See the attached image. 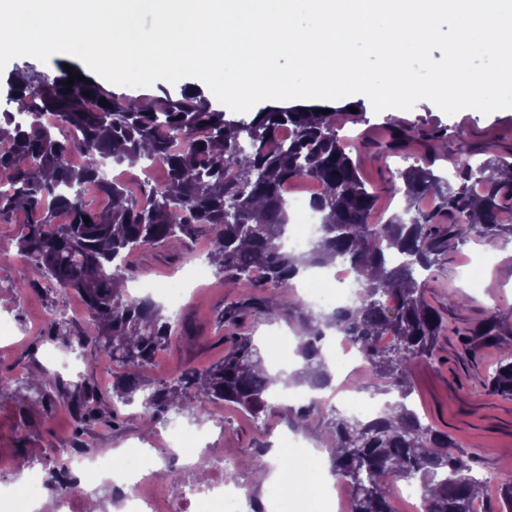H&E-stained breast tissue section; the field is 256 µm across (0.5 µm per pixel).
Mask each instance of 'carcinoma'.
Here are the masks:
<instances>
[{"mask_svg": "<svg viewBox=\"0 0 512 512\" xmlns=\"http://www.w3.org/2000/svg\"><path fill=\"white\" fill-rule=\"evenodd\" d=\"M66 65L84 79L64 84ZM6 99L28 115L19 124L11 112H0V224L25 214L15 246L34 271V279L18 290L40 285L62 296L75 294L86 309L78 325L52 319L31 351L52 343L79 351L89 363L116 368L112 388L104 392L89 381L72 385L50 372L36 386L27 378L1 376L0 394L10 396L22 426L63 407L78 437L95 426L115 425L119 403L140 404L152 429L173 411L200 423L221 402L258 417L280 377L267 371L252 333L241 327L247 319L286 318L295 322L297 355L311 374L310 388L332 382L321 348L327 332L336 329L361 351L376 392L394 395L371 420L333 407L323 413L324 443L341 449L331 454V472L353 490L348 512H395L387 486L397 482L418 492L425 512H476L486 480L473 474V458L456 452L448 434L424 423L414 409L410 370L415 360L432 357L442 332L469 335L426 302L421 272L472 233L491 240L512 237V225L498 221L503 210L512 211V164L496 141L458 159L460 183L454 187L425 162L452 149L448 133L420 137L401 119L386 118L380 151L415 155L417 163L393 175L407 200L402 213L372 224L375 192L339 136L342 123L357 120L354 113L293 106L258 112L248 122L230 121L192 91L179 98L115 97L73 60L58 63L53 76L16 74ZM285 125L292 130L288 147L265 151ZM244 137L252 150L242 148ZM75 152L81 154L78 164L70 161ZM480 154L489 159L472 165ZM109 160L131 167L143 161L162 168L165 178L138 199L124 181L106 178ZM307 178L324 186L313 202L324 214L322 234L304 253L286 251L281 240L288 213L281 189ZM424 196L435 201L434 210H416ZM60 210L69 213L68 223H56ZM199 234L208 237V261L224 284L234 288L257 274L259 290L224 306L219 322L227 333L217 337L222 360L203 370L187 364L171 382L156 383L144 369L173 332L190 349L210 336L191 317L166 316L156 302L129 296L121 284L134 251L163 247L178 256ZM327 255L350 266L359 291L346 307L316 312L297 298L292 280L300 265L319 266ZM382 336L389 343H380ZM487 388L512 400V356L497 362ZM33 460L42 461L46 485L60 491L64 464L46 454Z\"/></svg>", "mask_w": 512, "mask_h": 512, "instance_id": "cac0c4a2", "label": "carcinoma"}]
</instances>
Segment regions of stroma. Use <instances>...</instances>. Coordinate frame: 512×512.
I'll list each match as a JSON object with an SVG mask.
<instances>
[{
	"label": "stroma",
	"mask_w": 512,
	"mask_h": 512,
	"mask_svg": "<svg viewBox=\"0 0 512 512\" xmlns=\"http://www.w3.org/2000/svg\"><path fill=\"white\" fill-rule=\"evenodd\" d=\"M362 119L348 123L340 130L350 154L357 161L362 177L378 193L373 223L400 211L401 197L392 189L391 176L408 165L407 159L376 150L386 138V112L375 111L366 95H358L355 104ZM401 118L416 129L447 132L454 140V152L439 155L433 169L436 174L453 178L458 153H466L486 140H496L507 161L512 162V108L484 114L463 109L455 114L444 113L428 100L412 109L401 111ZM23 216L13 223L0 226V253L11 255L9 280L0 282V320L11 327L17 342L14 347L0 348V375H35L40 369L58 373L64 380L86 379L107 386L112 381L108 364L87 365L75 352L60 353L55 345L47 344L39 352L30 345L39 336L45 316L61 314L79 322L84 306L76 295L58 296L29 292L16 295L13 286L29 279L28 264L15 256L14 237L20 231ZM512 244L498 239L492 242L472 239L449 250L440 264L428 271L426 295L430 303L442 311L445 319L468 329L475 328L487 318H495L496 332L491 336L471 335L467 343L457 337L444 335L438 340L435 355L415 360L411 366L412 400L419 412L475 460L474 472L487 478L489 487L476 506L477 512H496L497 486L512 476V400L491 393L485 386L492 363L512 353V256L507 249ZM205 236H198L181 259H173L161 247L146 248L132 260V275L127 282L130 295H145L147 287H165L166 283L188 277L194 267H201L204 279H191L187 290L186 314L197 321L214 324L217 314L237 294L215 276L209 263H198V254L206 252ZM472 265L470 276H463L465 265ZM460 292L471 304L467 309L448 306V295ZM224 354L221 346L208 344L188 352L179 344H170L146 368L152 380H172L175 370L187 362L204 368ZM10 401L0 398V437L17 453L20 462H28L32 451L66 455L73 433L72 419L65 410H57L53 418L23 430L17 429ZM122 421L116 427H96L87 432L89 442L98 448H121L140 443L144 448H156L162 443L164 426H157L152 435H145L146 418L140 405L121 408ZM288 412L277 403L266 414L254 418L236 408L217 404L211 418L203 425L188 422L185 417L172 415L171 420L189 432H202L208 442L224 451L231 463L257 461V448L291 437Z\"/></svg>",
	"instance_id": "1"
}]
</instances>
